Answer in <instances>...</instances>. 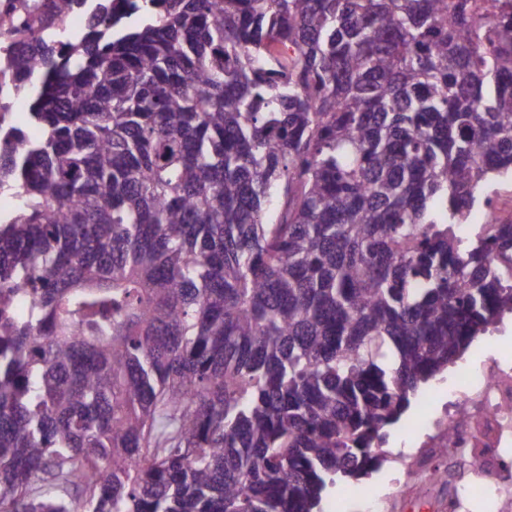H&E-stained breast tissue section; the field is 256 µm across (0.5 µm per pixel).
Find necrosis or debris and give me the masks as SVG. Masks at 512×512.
I'll return each mask as SVG.
<instances>
[{
	"mask_svg": "<svg viewBox=\"0 0 512 512\" xmlns=\"http://www.w3.org/2000/svg\"><path fill=\"white\" fill-rule=\"evenodd\" d=\"M446 400L421 395L411 430L403 439L432 457L456 458L464 448H489L496 465L512 459V357L479 364L461 361L452 373ZM474 426L456 427L460 412Z\"/></svg>",
	"mask_w": 512,
	"mask_h": 512,
	"instance_id": "obj_1",
	"label": "necrosis or debris"
}]
</instances>
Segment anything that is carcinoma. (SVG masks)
<instances>
[{
	"label": "carcinoma",
	"mask_w": 512,
	"mask_h": 512,
	"mask_svg": "<svg viewBox=\"0 0 512 512\" xmlns=\"http://www.w3.org/2000/svg\"><path fill=\"white\" fill-rule=\"evenodd\" d=\"M0 153V512H321L512 313L500 0H126Z\"/></svg>",
	"instance_id": "cac0c4a2"
}]
</instances>
